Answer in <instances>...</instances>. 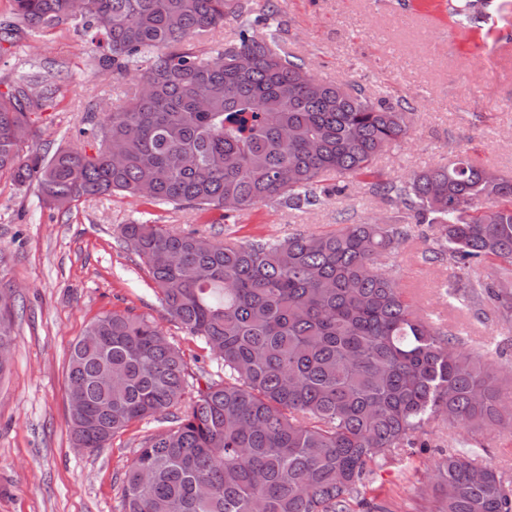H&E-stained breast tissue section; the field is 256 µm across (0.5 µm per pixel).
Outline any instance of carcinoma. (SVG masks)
Returning a JSON list of instances; mask_svg holds the SVG:
<instances>
[{
	"label": "carcinoma",
	"mask_w": 512,
	"mask_h": 512,
	"mask_svg": "<svg viewBox=\"0 0 512 512\" xmlns=\"http://www.w3.org/2000/svg\"><path fill=\"white\" fill-rule=\"evenodd\" d=\"M10 0L0 43L79 24L104 70L138 80L80 135L92 151L41 154L31 115L53 91L31 73L0 83V173L36 184L58 209L120 194L154 206L235 214L269 201L301 210L368 177L405 137L410 113L356 85L316 80L277 33H240L208 51L194 39L243 18L250 0ZM448 4L466 22L465 7ZM372 194L438 228L432 261L491 272L449 295L491 302L512 323V177L460 155ZM407 224H344L283 240L218 241L144 221L126 248L147 266L165 314L224 363L170 425L147 438L123 477L124 512H388L367 478L432 422L512 434L505 371L415 312L380 257ZM14 292L0 289V350L14 347ZM187 367L158 324L103 311L72 346V442L103 448L134 422L178 404ZM431 512H512V481L471 455L436 468Z\"/></svg>",
	"instance_id": "obj_1"
}]
</instances>
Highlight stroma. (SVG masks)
<instances>
[{
	"label": "stroma",
	"instance_id": "stroma-1",
	"mask_svg": "<svg viewBox=\"0 0 512 512\" xmlns=\"http://www.w3.org/2000/svg\"><path fill=\"white\" fill-rule=\"evenodd\" d=\"M254 34L281 28L282 45L325 82L362 86L371 99L411 112L409 137L380 155V179L397 180L452 161L461 150L480 166L512 177V0H493L481 27L453 23L446 0H252ZM39 72L57 91L37 113L41 149L86 147L77 134L88 110L121 99L129 79L105 74L81 29L68 27L0 48V77ZM324 204L292 210L269 202L232 224H200L195 212L129 197L46 207L36 187L0 175V288L15 292V348L0 379V512H123L122 477L142 441L165 426L145 419L107 447H73L67 398L72 345L106 310L154 318L188 366L186 398L223 375L220 361L164 314L139 258L124 248L121 227L152 220L174 231L202 229L214 239H281L342 224H410L394 203L371 194L366 179ZM438 229L413 226L385 264L416 309L455 327L466 349L512 363V323L490 303L474 306L446 291L466 272L428 261ZM426 449L393 457L368 486L390 512H424L434 496L427 478L444 454L480 453L512 480V440L444 423L428 427Z\"/></svg>",
	"mask_w": 512,
	"mask_h": 512
}]
</instances>
